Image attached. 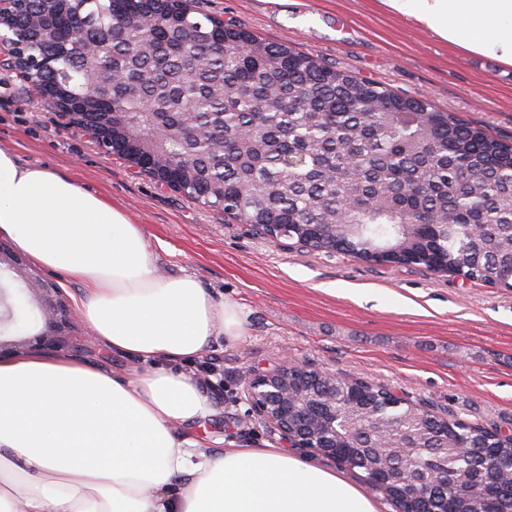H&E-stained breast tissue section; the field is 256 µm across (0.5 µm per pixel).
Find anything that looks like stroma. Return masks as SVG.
Masks as SVG:
<instances>
[{
	"label": "stroma",
	"instance_id": "obj_1",
	"mask_svg": "<svg viewBox=\"0 0 512 512\" xmlns=\"http://www.w3.org/2000/svg\"><path fill=\"white\" fill-rule=\"evenodd\" d=\"M195 7L429 100L512 143V68L455 52L381 0H196ZM0 148L98 194L163 245L162 272L187 271L243 309L245 332L236 343L216 337L202 360L185 366L193 373L205 363L224 376L222 390L209 395L215 414L188 429L212 451L290 452L278 431L252 416L240 379L244 369L265 373L286 358L363 379L467 421H512V290L465 284L419 266H369L255 233L136 173L1 69ZM0 288L20 296L28 317L22 329L7 331V339L39 333L37 295L20 274L0 271ZM56 354L120 373L135 367L105 349L79 320Z\"/></svg>",
	"mask_w": 512,
	"mask_h": 512
}]
</instances>
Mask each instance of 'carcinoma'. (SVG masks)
<instances>
[{
  "instance_id": "cac0c4a2",
  "label": "carcinoma",
  "mask_w": 512,
  "mask_h": 512,
  "mask_svg": "<svg viewBox=\"0 0 512 512\" xmlns=\"http://www.w3.org/2000/svg\"><path fill=\"white\" fill-rule=\"evenodd\" d=\"M74 22L83 41L63 53L23 43L29 83L99 96L85 46L110 22L123 28L112 60H100L121 75L97 106L116 125L113 153L136 143L194 199L259 233L512 289V144L177 0L152 14L143 0H72L66 27ZM288 394L294 413L314 420L313 452L346 449L336 462L401 512H512V423L440 415L317 368H288ZM333 412L348 425L331 429ZM413 469L432 478L423 499Z\"/></svg>"
}]
</instances>
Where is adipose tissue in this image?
<instances>
[{
  "mask_svg": "<svg viewBox=\"0 0 512 512\" xmlns=\"http://www.w3.org/2000/svg\"><path fill=\"white\" fill-rule=\"evenodd\" d=\"M454 48L512 67V0H382ZM0 238L83 293L78 312L137 370L67 357L0 360V512H379L353 479L276 448L214 453L181 426L211 416L177 369L245 317L93 192L0 148Z\"/></svg>",
  "mask_w": 512,
  "mask_h": 512,
  "instance_id": "adipose-tissue-1",
  "label": "adipose tissue"
}]
</instances>
